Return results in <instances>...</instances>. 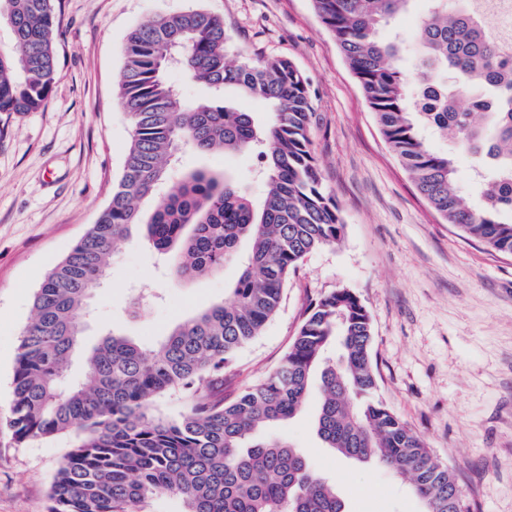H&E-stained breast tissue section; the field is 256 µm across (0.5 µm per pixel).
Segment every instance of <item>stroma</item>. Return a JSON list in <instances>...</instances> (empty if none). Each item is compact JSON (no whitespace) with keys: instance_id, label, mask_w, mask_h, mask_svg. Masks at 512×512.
Instances as JSON below:
<instances>
[{"instance_id":"35a3bbf8","label":"stroma","mask_w":512,"mask_h":512,"mask_svg":"<svg viewBox=\"0 0 512 512\" xmlns=\"http://www.w3.org/2000/svg\"><path fill=\"white\" fill-rule=\"evenodd\" d=\"M191 8L224 19L248 54L288 58L310 83V130L322 186L344 222L332 246L291 274L280 309L242 348L225 392L262 380L281 361L311 302L337 288L369 312L376 395L453 466L472 512H512V256L466 239L429 207L390 151L376 118L311 0H62L58 73L44 109L0 115V421L7 417L20 336L46 273L94 224L121 178L132 129L117 103L121 49L137 25ZM230 171L253 199L264 184L253 154L184 150L176 171ZM97 289L84 342L120 325L154 343L183 317L226 297L237 273L180 279L139 237L121 244ZM157 299L124 316L130 287ZM311 392L270 427L334 479L349 512H422L386 469L339 459L315 431ZM69 431L16 444L0 424V512H48L50 484L74 446Z\"/></svg>"}]
</instances>
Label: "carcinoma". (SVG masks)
I'll return each instance as SVG.
<instances>
[{
  "label": "carcinoma",
  "mask_w": 512,
  "mask_h": 512,
  "mask_svg": "<svg viewBox=\"0 0 512 512\" xmlns=\"http://www.w3.org/2000/svg\"><path fill=\"white\" fill-rule=\"evenodd\" d=\"M411 2L312 0L420 195L467 238L512 255V50L488 27L482 0H459L451 10L448 0H424L410 72L381 30ZM0 23L10 31L0 45V113L38 112L57 76L55 0H0ZM173 70L210 96L187 100ZM117 88L132 127L122 177L96 223L37 289L15 360L6 419L13 439L77 431L51 485L50 512H145L159 493L181 497L186 512H349L336 483L298 449L264 435L300 411L315 375L323 447L387 468L429 512H469L462 493L448 509V490L459 486L455 469L376 397L370 316L347 288L309 305L288 353L261 382L224 394L238 351L277 312L299 262L343 232L310 149L304 74L283 57L243 55L222 18L189 9L129 33ZM228 88L264 102L266 120L224 105ZM426 130L475 158L481 205L455 192L454 154L433 149ZM180 149L256 155L262 200L254 202L231 173L200 168L171 177ZM144 201L153 203L148 214ZM135 231L181 277L237 264L231 300L181 319L154 345L113 327L87 353L83 380L63 388L89 298ZM244 241L250 249L242 255ZM148 304V292H132L126 316L142 317ZM169 392L183 396L184 411L158 418L154 402Z\"/></svg>",
  "instance_id": "cac0c4a2"
}]
</instances>
